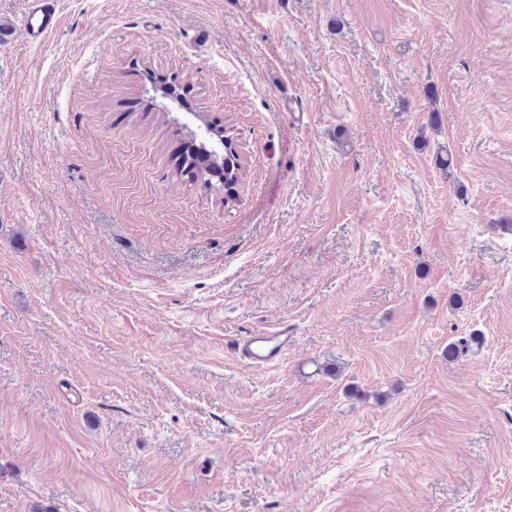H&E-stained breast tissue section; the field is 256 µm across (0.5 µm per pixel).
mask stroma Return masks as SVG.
Segmentation results:
<instances>
[{
	"label": "stroma",
	"mask_w": 512,
	"mask_h": 512,
	"mask_svg": "<svg viewBox=\"0 0 512 512\" xmlns=\"http://www.w3.org/2000/svg\"><path fill=\"white\" fill-rule=\"evenodd\" d=\"M25 7L0 512H512V0H59L39 44ZM160 82L233 195L180 175ZM280 323L278 364L236 358ZM225 145L226 143L219 141L214 146L215 149L224 151V158L223 156L214 157L203 150L194 149L191 157L182 160V164L185 165L184 171H190L193 176L203 180L204 184H211L209 180L216 176L224 182L225 188L231 190L240 177L241 165L236 151Z\"/></svg>",
	"instance_id": "35a3bbf8"
}]
</instances>
